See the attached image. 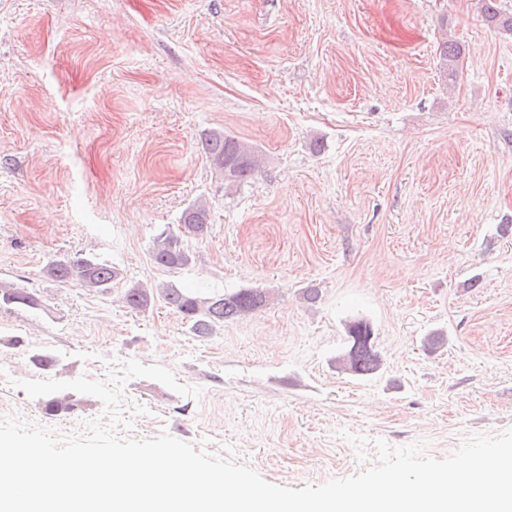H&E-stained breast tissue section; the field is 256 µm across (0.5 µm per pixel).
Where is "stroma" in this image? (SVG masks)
I'll use <instances>...</instances> for the list:
<instances>
[{"instance_id":"stroma-1","label":"stroma","mask_w":512,"mask_h":512,"mask_svg":"<svg viewBox=\"0 0 512 512\" xmlns=\"http://www.w3.org/2000/svg\"><path fill=\"white\" fill-rule=\"evenodd\" d=\"M447 35L464 50L450 81ZM210 131L265 167L225 185ZM200 199L194 263L154 264L155 235ZM77 253L123 279L99 295L45 275ZM0 278L43 301L0 308V336L24 342L0 345V407L60 435L103 405L45 415L15 386L45 376L30 351L66 381L172 369L201 396L126 379L132 437L229 445L296 489L374 463L343 430L443 458L512 428V33L479 0H0ZM167 282L273 302L203 341L164 305L125 307L130 284ZM355 316L381 355L371 379L334 362ZM462 55L463 52L455 40L448 38L442 42L436 65L445 80L456 77L462 65Z\"/></svg>"}]
</instances>
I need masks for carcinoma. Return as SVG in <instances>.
Instances as JSON below:
<instances>
[{"label":"carcinoma","mask_w":512,"mask_h":512,"mask_svg":"<svg viewBox=\"0 0 512 512\" xmlns=\"http://www.w3.org/2000/svg\"><path fill=\"white\" fill-rule=\"evenodd\" d=\"M485 21L493 27L512 31V16L503 14L498 0H480ZM463 52L458 43L448 38L442 42L436 65L446 79L456 77L462 65ZM205 155L220 170L230 167L231 174L224 177L230 184L241 185L250 180L260 169L262 158L245 142L222 132H209L201 137ZM209 213L205 205L194 203L182 214L185 232L193 236H204L209 229ZM151 257L155 264L164 267H184L195 261V255L185 247L180 235L162 231L153 240ZM45 274L62 284L75 283L98 294L112 289V282L120 278L121 272L112 264L93 255L76 254L56 259L45 267ZM123 301L134 311H145L161 302L178 313L188 323L190 332L204 340L211 335L216 324L245 316L263 306L268 295L255 288H238L223 292H200L181 288L173 284H160L148 288L134 284L126 289ZM37 309L41 306L37 294L15 284L0 280V306ZM347 348L336 356V366L361 378L379 372L381 358L374 346V331L371 323L364 319H352L345 325ZM30 360L45 371L54 370L59 359L43 350L30 352ZM42 410L50 416L69 411L73 405L68 395L49 394L41 398Z\"/></svg>","instance_id":"obj_1"}]
</instances>
